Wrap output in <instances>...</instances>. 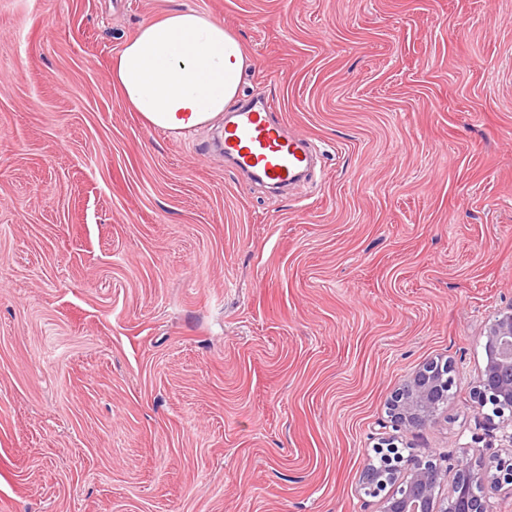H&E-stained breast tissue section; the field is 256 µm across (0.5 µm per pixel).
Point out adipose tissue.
Wrapping results in <instances>:
<instances>
[{
	"instance_id": "adipose-tissue-1",
	"label": "adipose tissue",
	"mask_w": 512,
	"mask_h": 512,
	"mask_svg": "<svg viewBox=\"0 0 512 512\" xmlns=\"http://www.w3.org/2000/svg\"><path fill=\"white\" fill-rule=\"evenodd\" d=\"M245 57L236 38L191 9L146 23L112 59L125 104L151 125L181 134L224 112L238 94Z\"/></svg>"
}]
</instances>
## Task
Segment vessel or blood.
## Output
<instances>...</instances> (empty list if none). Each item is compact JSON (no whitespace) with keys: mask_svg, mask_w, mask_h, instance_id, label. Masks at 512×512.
I'll return each instance as SVG.
<instances>
[{"mask_svg":"<svg viewBox=\"0 0 512 512\" xmlns=\"http://www.w3.org/2000/svg\"><path fill=\"white\" fill-rule=\"evenodd\" d=\"M224 155L240 172L274 187L294 181L311 160L307 145L288 135L267 107L251 99L224 116Z\"/></svg>","mask_w":512,"mask_h":512,"instance_id":"obj_1","label":"vessel or blood"}]
</instances>
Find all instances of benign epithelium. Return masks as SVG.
Masks as SVG:
<instances>
[{"instance_id": "benign-epithelium-1", "label": "benign epithelium", "mask_w": 512, "mask_h": 512, "mask_svg": "<svg viewBox=\"0 0 512 512\" xmlns=\"http://www.w3.org/2000/svg\"><path fill=\"white\" fill-rule=\"evenodd\" d=\"M487 345L490 355L473 381L474 394L481 403L495 398L512 407L511 312L492 322ZM454 372L448 361H431L411 374L390 396V422L410 431L432 423L439 405L448 399ZM385 445L380 462H368L363 475V489L380 498V512H493L487 486L506 485L512 494V459L495 455L477 460L464 452L454 461V481L443 498L440 489L448 470L431 460L403 456L390 437Z\"/></svg>"}]
</instances>
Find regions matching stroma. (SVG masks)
Here are the masks:
<instances>
[{"label":"stroma","mask_w":512,"mask_h":512,"mask_svg":"<svg viewBox=\"0 0 512 512\" xmlns=\"http://www.w3.org/2000/svg\"><path fill=\"white\" fill-rule=\"evenodd\" d=\"M319 156L279 194L112 85L172 9ZM512 0H0V512H378L367 459L503 454ZM455 366L419 432L388 400ZM486 366L473 381L474 394L480 403H489L493 415H503L512 407V313L495 319L489 327ZM496 398L499 402L489 400ZM488 400V401H487ZM504 403V404H502ZM506 404V405H505ZM508 405V406H507Z\"/></svg>","instance_id":"1"}]
</instances>
